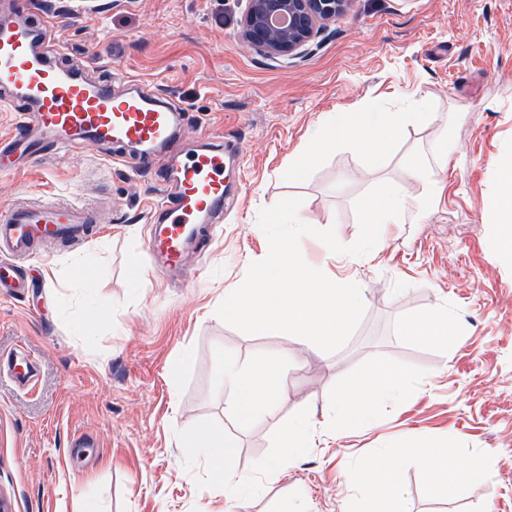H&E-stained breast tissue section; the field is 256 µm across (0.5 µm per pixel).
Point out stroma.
Instances as JSON below:
<instances>
[{
  "mask_svg": "<svg viewBox=\"0 0 512 512\" xmlns=\"http://www.w3.org/2000/svg\"><path fill=\"white\" fill-rule=\"evenodd\" d=\"M27 21L51 19L60 47L97 75L147 82L180 108L176 149L216 132L242 163L227 164L237 198L212 225L210 246L190 248L196 282L160 273L143 251L159 189L138 157L124 163L72 153L0 175V207L17 201L107 203L99 234L21 260L23 294L0 292V353L24 347L37 365L32 390L0 380V496L12 512H224V485L187 438L223 431L230 466L253 479L244 512H361L365 491L345 470L400 453L406 440L456 439L490 455L492 481L452 488L402 461L412 512H512V266L498 256L487 205L496 165L512 154V0H351L300 55H268L240 38L242 0H35ZM455 112L441 192L427 223L407 212L363 260L300 249L328 278L363 290V317L326 353L280 334L248 335L216 315L269 244L258 213L297 199L315 228L340 242L360 234L354 203L397 178L430 149L432 127L408 125L391 152L368 161L336 148L292 179L319 122L360 108ZM91 267L85 278L82 267ZM447 310L461 329L443 347L405 333L417 313ZM279 353L292 367L276 410L241 423L224 410V363L248 367ZM379 368L407 377L406 395L370 427L325 429L347 380ZM321 429L276 480L261 470L283 453L281 430L299 416ZM89 445L72 446L74 435Z\"/></svg>",
  "mask_w": 512,
  "mask_h": 512,
  "instance_id": "1",
  "label": "stroma"
}]
</instances>
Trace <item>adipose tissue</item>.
I'll return each mask as SVG.
<instances>
[{
  "label": "adipose tissue",
  "instance_id": "ef3b65f1",
  "mask_svg": "<svg viewBox=\"0 0 512 512\" xmlns=\"http://www.w3.org/2000/svg\"><path fill=\"white\" fill-rule=\"evenodd\" d=\"M429 119L430 115L426 112L365 109L336 112L318 126L305 156L313 161L331 148L344 146L365 158L376 159L389 151L407 125L425 123ZM497 173L499 191L491 200L489 210L492 222L498 229L500 257L502 261L512 263V160L499 162ZM411 182L422 184L423 193L427 196L437 190L433 173L424 160L409 158L403 164L402 179L383 182L367 202L364 224L374 230L387 224L403 223L407 211L415 207L414 199L409 198L407 193V185ZM405 329L408 334L426 337L444 347L456 342L458 336L457 328L443 309L415 315L406 323ZM287 377L288 356L284 353L266 357L248 368L233 362L225 363L226 411L244 422L262 417L277 405L286 389ZM405 389L404 375L390 368L349 382L334 406L330 428L372 425L377 405L399 401ZM314 435L309 419L301 418L290 423L282 436L288 452L267 463L265 476L277 477L284 473L310 446ZM192 443L207 449L212 472L223 481L225 495L237 497L244 481L232 469L222 466L223 458L232 456L233 445L218 432L193 437ZM409 452L414 463L427 470L433 479L452 486L485 482L494 475L489 457H470L466 449L450 440L439 444L417 443L410 447ZM350 479L355 483L370 484L368 512H409L397 458L383 455L365 458Z\"/></svg>",
  "mask_w": 512,
  "mask_h": 512
}]
</instances>
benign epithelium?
Masks as SVG:
<instances>
[{"label": "benign epithelium", "instance_id": "benign-epithelium-1", "mask_svg": "<svg viewBox=\"0 0 512 512\" xmlns=\"http://www.w3.org/2000/svg\"><path fill=\"white\" fill-rule=\"evenodd\" d=\"M350 0H245L241 38L270 55H292L327 22L342 15Z\"/></svg>", "mask_w": 512, "mask_h": 512}]
</instances>
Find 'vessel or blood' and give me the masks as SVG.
<instances>
[{
  "label": "vessel or blood",
  "instance_id": "1",
  "mask_svg": "<svg viewBox=\"0 0 512 512\" xmlns=\"http://www.w3.org/2000/svg\"><path fill=\"white\" fill-rule=\"evenodd\" d=\"M21 0H0V93L20 112L16 129L0 138V174L16 170V158L43 159L78 149L137 145L150 165L172 139L180 115L149 84L125 79L117 92L110 78L59 63L56 26H32L21 20ZM225 149L218 136L196 149L172 156L171 176L160 201L151 206L145 247L160 259L165 273L193 280L185 265L191 242L224 212ZM98 218L77 202L17 203L0 212V288L21 291L27 283L18 265L40 246L82 242L92 236ZM7 371L15 385L27 386L31 369L25 355L10 352Z\"/></svg>",
  "mask_w": 512,
  "mask_h": 512
}]
</instances>
